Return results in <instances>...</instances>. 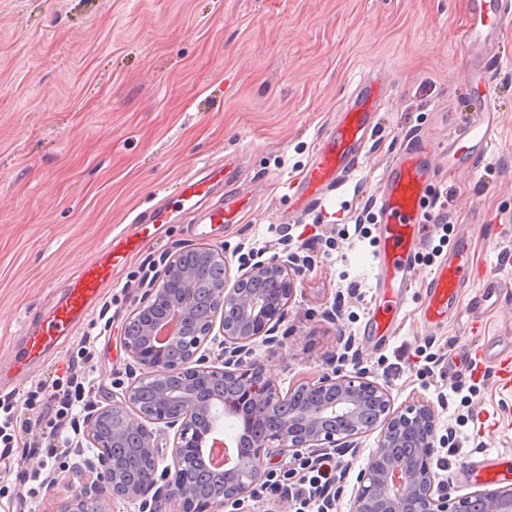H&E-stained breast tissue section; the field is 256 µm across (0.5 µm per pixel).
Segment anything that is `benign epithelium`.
Wrapping results in <instances>:
<instances>
[{
	"instance_id": "7a95c632",
	"label": "benign epithelium",
	"mask_w": 512,
	"mask_h": 512,
	"mask_svg": "<svg viewBox=\"0 0 512 512\" xmlns=\"http://www.w3.org/2000/svg\"><path fill=\"white\" fill-rule=\"evenodd\" d=\"M296 255L283 250L258 254L239 264L231 287L214 292L213 317H221L224 351L210 360L198 339L182 361L172 364L169 348L188 338L198 279L178 252L165 262L153 288L133 312L136 326L125 325L122 344L141 375L120 400L98 408L87 419L86 435L98 448L88 467L96 479L62 502L57 512H86L93 504L105 512L110 499L139 503V512H167L183 502L181 475L187 454L201 460L212 448L224 449V491L201 506L203 512H237L253 491L272 485L275 472L265 449L303 458L315 448L357 453L359 439L377 431V448L357 477L353 512H512V486L451 497L434 470L436 415L429 404L393 407L387 388L365 371L325 372L302 387L303 398L272 423L266 413L285 398L266 367L250 359L260 338L278 344L280 324L295 298ZM120 416L110 446L141 435L139 452L147 466L128 478L117 458L103 449L95 427ZM231 418L241 436L232 445L218 427ZM174 431L173 467L159 469L163 447L157 432Z\"/></svg>"
}]
</instances>
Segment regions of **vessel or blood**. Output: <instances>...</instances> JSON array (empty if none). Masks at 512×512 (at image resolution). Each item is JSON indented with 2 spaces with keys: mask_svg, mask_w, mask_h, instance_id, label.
<instances>
[{
  "mask_svg": "<svg viewBox=\"0 0 512 512\" xmlns=\"http://www.w3.org/2000/svg\"><path fill=\"white\" fill-rule=\"evenodd\" d=\"M512 24V10L504 0H472L466 28V42L475 47L488 46L502 36ZM383 87L377 75L367 76L349 104L343 107L317 147L311 161L296 178L295 189L315 201L324 200L329 187L340 183L362 158L369 134L376 126L382 103ZM498 114L488 100H480L474 117L461 136L471 144L466 163L489 154L495 145ZM437 149L422 139L409 140L388 168L375 195L381 230L373 262L376 289L387 288L391 298L377 296L366 317L363 333L386 338L392 335L396 315L404 295L419 289L423 299V322L440 326L459 316L463 288L473 280L469 260L471 227L456 225L449 241L448 254L423 279L414 270L421 253L427 248L426 203L430 197V159ZM223 183L224 194L212 200L216 183ZM245 191L229 180L224 164H213L183 176L173 195L163 197L147 215L138 217L132 231L113 238L98 256L80 267L63 295L48 312L25 331L20 355L11 362L5 379L25 378L44 356L61 347L72 337L87 316L90 306L109 285L116 271L145 245L155 240L172 217L191 213L200 224H238L250 211ZM506 287L498 278L485 279L472 298L467 313L472 328L483 325L484 316L497 303ZM494 369L503 388L512 387V336H501L483 344L461 345L453 354L450 366L466 372L470 363ZM470 479L485 483L512 480V454L497 453L479 461L465 463Z\"/></svg>",
  "mask_w": 512,
  "mask_h": 512,
  "instance_id": "vessel-or-blood-1",
  "label": "vessel or blood"
}]
</instances>
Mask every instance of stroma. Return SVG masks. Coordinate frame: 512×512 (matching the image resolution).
Returning <instances> with one entry per match:
<instances>
[{
	"mask_svg": "<svg viewBox=\"0 0 512 512\" xmlns=\"http://www.w3.org/2000/svg\"><path fill=\"white\" fill-rule=\"evenodd\" d=\"M470 8V0H0V361L134 215L149 213L186 173L226 159L255 198L245 221L169 225L118 271L78 328L97 339L87 364L93 405H110L135 377L122 332L145 294L143 269L204 245L223 251L233 272L241 247L281 252L287 226L316 247L280 344L256 345V359L284 391L360 367L395 406L435 405L441 436L456 414L488 417L478 447L471 426H456L455 465L445 449L435 453L451 495L478 491L458 468L512 451V392L489 374L476 393L460 388L465 403L448 409L438 399L452 382L447 364L427 377L398 363L400 348L446 353L471 338L463 314L425 326L420 295L407 298L386 344L362 336L378 226L370 218L354 232L400 146L417 135L454 138L490 93L499 110L494 152L469 169L440 157L432 181L450 195L452 222L472 225L474 263L512 283V29L498 48L472 50L463 38ZM378 67L388 71L387 98L358 169L324 202L298 207L292 180L360 77ZM473 69L485 81L468 92ZM377 438L363 436L359 451L344 455L336 512H352ZM94 454L60 456L34 512H56L92 481Z\"/></svg>",
	"mask_w": 512,
	"mask_h": 512,
	"instance_id": "1",
	"label": "stroma"
}]
</instances>
